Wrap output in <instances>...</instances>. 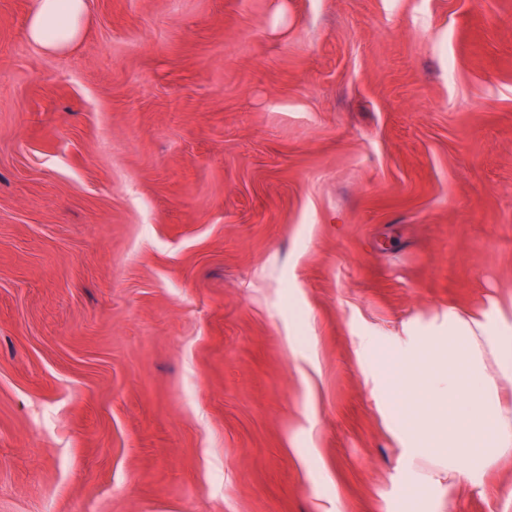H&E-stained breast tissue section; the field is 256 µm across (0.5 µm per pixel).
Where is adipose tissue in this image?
I'll return each instance as SVG.
<instances>
[{"label": "adipose tissue", "instance_id": "adipose-tissue-1", "mask_svg": "<svg viewBox=\"0 0 512 512\" xmlns=\"http://www.w3.org/2000/svg\"><path fill=\"white\" fill-rule=\"evenodd\" d=\"M86 0H33L26 36L47 53H62L80 39ZM375 336L356 339L368 365L372 392L403 450L402 465L418 483L447 479L448 508L461 493L483 487L488 473L512 459V322L502 312L448 310L444 336L396 341L388 365Z\"/></svg>", "mask_w": 512, "mask_h": 512}]
</instances>
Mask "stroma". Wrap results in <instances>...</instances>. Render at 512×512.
<instances>
[{
  "instance_id": "obj_1",
  "label": "stroma",
  "mask_w": 512,
  "mask_h": 512,
  "mask_svg": "<svg viewBox=\"0 0 512 512\" xmlns=\"http://www.w3.org/2000/svg\"><path fill=\"white\" fill-rule=\"evenodd\" d=\"M0 0V512H448L355 353L512 312V0ZM462 512H512V463ZM86 12V0H34L26 36L44 52L63 53L79 41Z\"/></svg>"
}]
</instances>
